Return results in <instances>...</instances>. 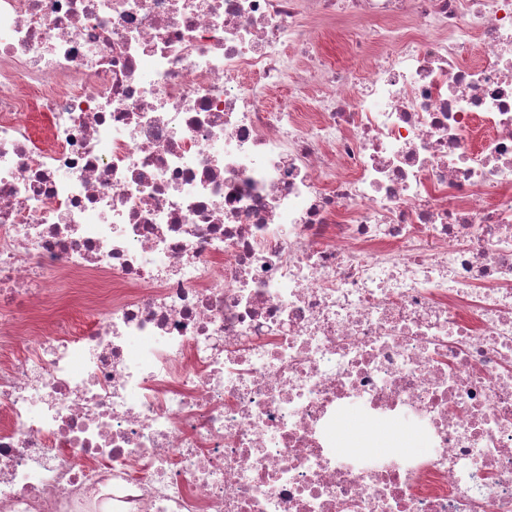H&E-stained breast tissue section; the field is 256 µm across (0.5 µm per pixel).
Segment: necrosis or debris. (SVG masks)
Returning <instances> with one entry per match:
<instances>
[{"label":"necrosis or debris","mask_w":512,"mask_h":512,"mask_svg":"<svg viewBox=\"0 0 512 512\" xmlns=\"http://www.w3.org/2000/svg\"><path fill=\"white\" fill-rule=\"evenodd\" d=\"M0 512H512V0H0ZM329 27L315 28L310 32L314 46L327 51L332 46V40H329L327 30ZM336 32L335 49L332 53V62L342 67L360 66L361 63L346 52V44L351 41V35L354 34L353 26L350 24L338 25L334 28ZM389 440V436L385 431L365 425L352 427L350 430L344 431L340 439L343 447H346L345 449L368 450L372 452L387 449Z\"/></svg>","instance_id":"4bbe7bcc"}]
</instances>
